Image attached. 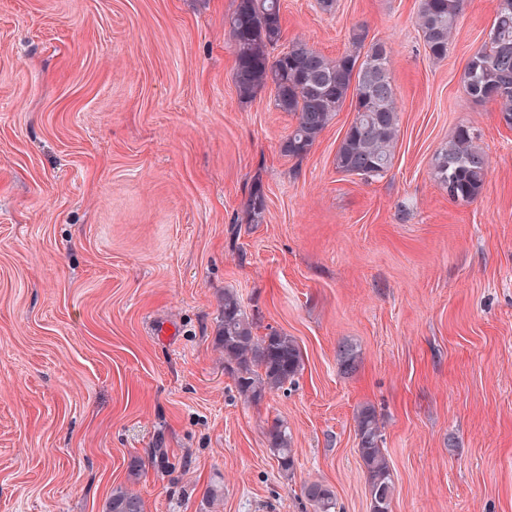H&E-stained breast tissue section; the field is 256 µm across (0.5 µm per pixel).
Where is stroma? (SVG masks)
<instances>
[{
  "label": "stroma",
  "mask_w": 512,
  "mask_h": 512,
  "mask_svg": "<svg viewBox=\"0 0 512 512\" xmlns=\"http://www.w3.org/2000/svg\"><path fill=\"white\" fill-rule=\"evenodd\" d=\"M419 2L281 0V47L333 58L362 27L391 51L397 147L367 182L335 162L353 105L297 160L272 90L239 98L234 0H0V512H105L116 487L144 512H313L309 481L369 512L366 406L392 512H512V128L463 88L498 0H466L438 61ZM462 125L489 161L469 203L433 175ZM228 289L297 340L287 390L238 392ZM358 451L370 494V512H391L395 485L376 411L364 407L356 416ZM267 441L276 457L278 467L282 473H291L294 468V453L291 447V434L288 426L283 422L276 420L267 431Z\"/></svg>",
  "instance_id": "1"
}]
</instances>
